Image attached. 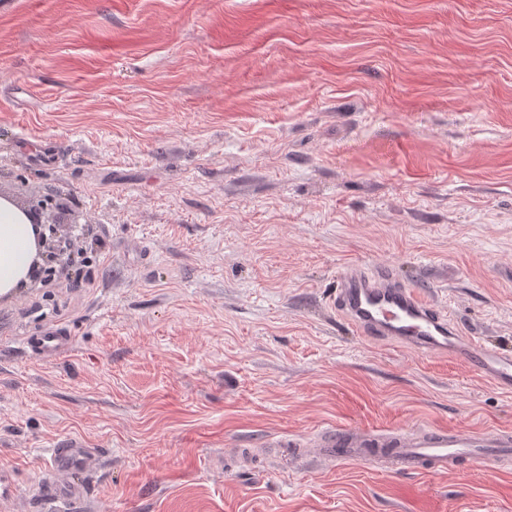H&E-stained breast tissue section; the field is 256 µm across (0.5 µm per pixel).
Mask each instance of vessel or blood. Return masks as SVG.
Wrapping results in <instances>:
<instances>
[{
	"label": "vessel or blood",
	"mask_w": 512,
	"mask_h": 512,
	"mask_svg": "<svg viewBox=\"0 0 512 512\" xmlns=\"http://www.w3.org/2000/svg\"><path fill=\"white\" fill-rule=\"evenodd\" d=\"M328 308L343 316L359 333L413 347L421 352L457 357L497 389L512 394V350H490L467 333L419 290L395 279L389 270L361 264L342 268ZM72 340L57 325H47L30 345L45 359L64 355ZM322 448L336 458L383 463L394 473L424 471L432 475L449 461H476L512 456V432L465 435L437 429L396 430L366 434L343 429L322 435ZM105 455L99 448L66 444L48 449L41 480L32 488L33 512H70L87 496L85 478L100 471Z\"/></svg>",
	"instance_id": "obj_1"
}]
</instances>
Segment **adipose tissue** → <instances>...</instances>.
<instances>
[{
  "mask_svg": "<svg viewBox=\"0 0 512 512\" xmlns=\"http://www.w3.org/2000/svg\"><path fill=\"white\" fill-rule=\"evenodd\" d=\"M45 229L30 211L0 196V301L28 288L43 263Z\"/></svg>",
  "mask_w": 512,
  "mask_h": 512,
  "instance_id": "adipose-tissue-1",
  "label": "adipose tissue"
}]
</instances>
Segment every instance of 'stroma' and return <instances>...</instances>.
I'll use <instances>...</instances> for the list:
<instances>
[{"label": "stroma", "instance_id": "stroma-1", "mask_svg": "<svg viewBox=\"0 0 512 512\" xmlns=\"http://www.w3.org/2000/svg\"><path fill=\"white\" fill-rule=\"evenodd\" d=\"M47 195L87 262L0 303V512L72 440L108 458L92 512H512V460L316 445L512 431V395L326 305L384 267L512 348V0H0V196ZM47 360H54L64 355L70 348L72 340L66 332L55 324H48L40 336L27 341ZM321 448H334L336 459L383 463L394 473L425 471L437 475L448 470V461L510 458L512 432L465 435L437 429L402 430L386 434L336 429L318 438Z\"/></svg>", "mask_w": 512, "mask_h": 512}]
</instances>
